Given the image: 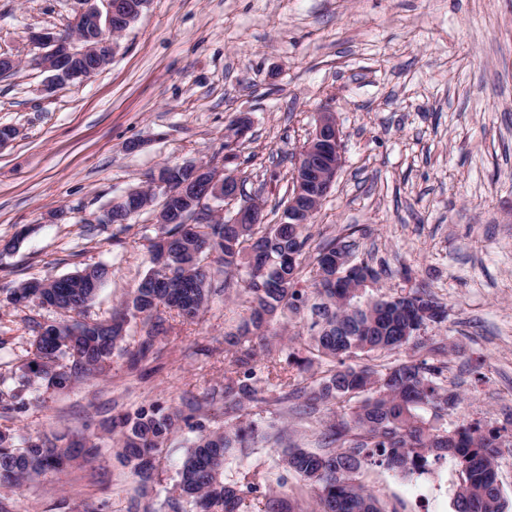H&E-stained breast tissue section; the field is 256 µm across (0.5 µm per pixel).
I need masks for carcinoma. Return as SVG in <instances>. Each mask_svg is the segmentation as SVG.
<instances>
[{"mask_svg":"<svg viewBox=\"0 0 512 512\" xmlns=\"http://www.w3.org/2000/svg\"><path fill=\"white\" fill-rule=\"evenodd\" d=\"M304 225L288 223V214L278 224H197L186 231L183 223L169 225L168 254L160 259L150 254L151 268L109 319L88 321L84 313L108 276L97 265L64 275L47 288H37L27 299L72 314L52 336L45 324H37L32 348L23 361L21 386L35 391L59 389L103 370L112 362L130 324L144 331L142 348L151 346L164 331L160 308H168L186 320L203 312L209 297V276L203 255H195L194 240L211 242L210 250L224 264V276L242 269L250 306L238 332L224 336L231 359L224 370V414H236L245 404L263 403L254 384L256 347L266 354L279 349L271 324L275 318L310 310L312 334L285 352L286 361L301 368L313 360L326 362V369L301 387L283 381L277 402L299 419L320 409L349 408L350 419L332 424L322 432L323 447L310 451L299 446L284 450L278 472L247 468L236 481H224V462L235 455L247 456L259 444L288 433L271 423L263 428L254 421L224 424L208 430L192 423L194 416L166 409L159 404L141 406L112 420L117 432L115 455L130 468L142 493L152 488L156 477L154 452L179 429L198 432L177 472L176 494L169 497V512H306L302 500H284L274 487L291 473L310 489L320 512H395L386 510L360 481L368 464L385 466L404 475L427 471L430 461L449 456L462 468L464 482L454 499L455 512H506L498 480L500 454L498 433H485L477 423L453 431L430 424L419 411L438 413L455 408L460 399L440 385L443 367L426 361L403 360L379 373L350 363L358 354L393 351L408 344L429 323H440L444 310L424 289L410 300L354 301L356 288H338L325 261L341 255L345 242L331 241L316 257L311 287L301 286L303 254L307 237ZM89 328L82 336L69 328ZM305 401L300 403V396ZM73 444L61 446L40 435H21L0 430V483L21 485L33 475L59 470L74 457Z\"/></svg>","mask_w":512,"mask_h":512,"instance_id":"carcinoma-1","label":"carcinoma"}]
</instances>
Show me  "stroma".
Here are the masks:
<instances>
[{"mask_svg": "<svg viewBox=\"0 0 512 512\" xmlns=\"http://www.w3.org/2000/svg\"><path fill=\"white\" fill-rule=\"evenodd\" d=\"M79 0H0V53L20 66L0 76V429L86 435L120 412L158 403L197 409L207 429L224 423V336L248 307L241 277L225 281L215 255L204 263L214 293L199 319L166 312L149 349L131 328L124 353L102 374L61 390H20L18 365L38 323L65 315L7 300L10 288L99 264L109 278L87 310L105 319L149 268L158 233L153 211L107 224L114 197L144 185L166 164L224 165L239 115L250 130L233 143L244 191L273 208L285 198L297 153L318 112L334 111L345 163L306 227L303 261L331 240L380 272L361 300L426 288L446 318L419 343L368 357L377 370L439 357L442 386L459 396L448 413L425 411L447 430L477 422L501 432L499 481L512 504V0H149L111 64L82 86L43 93L46 72L29 31L68 30ZM136 151H128L129 143ZM259 356L266 401L246 406L265 424L281 419L289 443L313 450L330 412L284 415ZM26 405L9 410L14 392ZM195 434L183 430L156 454L153 504L173 491ZM361 481L398 512H454L463 474L450 458L405 477L365 467ZM137 484L101 437L65 471L25 481L15 512H71L104 503L125 512Z\"/></svg>", "mask_w": 512, "mask_h": 512, "instance_id": "1", "label": "stroma"}]
</instances>
